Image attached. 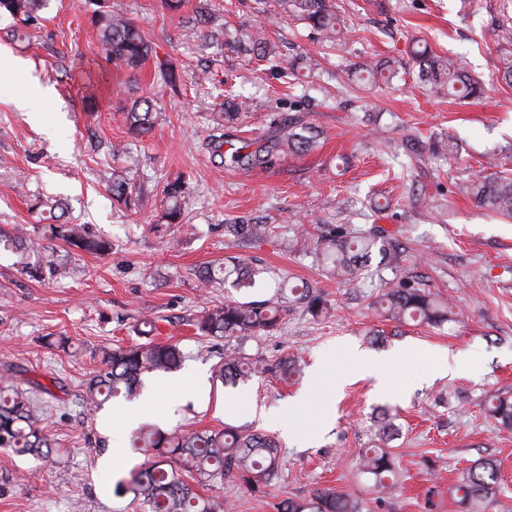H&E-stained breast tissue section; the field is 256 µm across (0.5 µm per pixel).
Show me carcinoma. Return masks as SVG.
<instances>
[{"label":"carcinoma","mask_w":512,"mask_h":512,"mask_svg":"<svg viewBox=\"0 0 512 512\" xmlns=\"http://www.w3.org/2000/svg\"><path fill=\"white\" fill-rule=\"evenodd\" d=\"M44 0H0V15L4 14L26 24L38 17ZM92 23L97 37L112 63L128 70L138 69L152 52L151 45L139 26L130 18L112 10V0H94ZM254 10L261 16H293L330 43L346 37L332 0H254ZM238 47L261 61H277L275 45L265 38L250 34L238 42ZM419 66L418 78L428 94L448 93L460 100L479 98L484 86L473 76L461 70L453 59L423 50L415 53ZM358 79L390 83L399 74V62L394 59L367 61L356 68ZM247 110L246 102L239 100L232 89L224 90V122L237 121ZM155 108L148 98L135 99L126 111L129 131L143 138L154 127ZM319 131L300 121L280 125L278 134L266 153H232V161L240 166L266 165L278 153L305 155L312 151ZM184 180L175 177L162 189L168 205L160 220L166 225L184 221L180 200L187 193ZM458 191L473 198L478 204L512 219V177H479L458 187ZM112 196L127 207L140 208L144 199L135 191L129 179L114 180ZM50 238L60 239L79 251L104 256L112 250V242L91 234L83 224H51ZM224 232L232 237L250 238L256 243L272 238L273 228L268 224H227ZM23 228L15 225L9 230L0 227V244L11 250L24 248ZM308 246L316 260L328 274L344 284L358 279L371 262L372 255H380L387 267H398L401 255L387 247L384 238L354 233L338 226L320 235L309 237ZM266 269L248 262L228 259L216 267H203L198 279L203 287L230 284L241 291L255 286L264 277ZM288 300L300 303L314 317L322 316L328 305L312 286L304 283L289 288ZM377 305L384 317L397 323L408 321L440 326L454 320L456 312L448 299L418 285L400 279L384 282ZM283 306L272 300L239 302L228 300L221 306L208 309L195 324L204 336L231 342L247 336H258L280 328ZM139 334L145 341L117 346L106 351L102 367L87 383L85 403L90 410L121 393L132 394L142 382V376L151 372H169L180 367L183 352L178 344L155 338V323L142 321ZM252 363L238 350L224 354L217 377L224 384L236 382L250 373ZM265 371L288 380L297 372V365L288 357L280 359ZM487 413L501 428L512 430V400L495 396L489 401ZM38 409L30 399L16 393L0 395V448L19 456L47 458L54 442L40 426ZM393 424L387 417L379 420L377 436L381 444L368 448L359 458V471L369 476L380 493L387 494L397 484V472L391 451L382 441L391 437ZM131 446L151 452L149 460L130 479L115 484L119 494L130 493L133 499L147 507L148 512H233V502L224 498L221 488L225 479H236L258 496L268 494L277 477L282 459L277 442L262 433L224 427L220 430H182L163 432L152 426H141L132 435ZM201 487L212 491L202 495ZM499 493L497 462L482 458L462 469L448 494L458 499L468 512H484L485 506L496 500ZM278 512H361V502L352 493L333 488L316 490L305 499H288L278 504Z\"/></svg>","instance_id":"obj_1"}]
</instances>
